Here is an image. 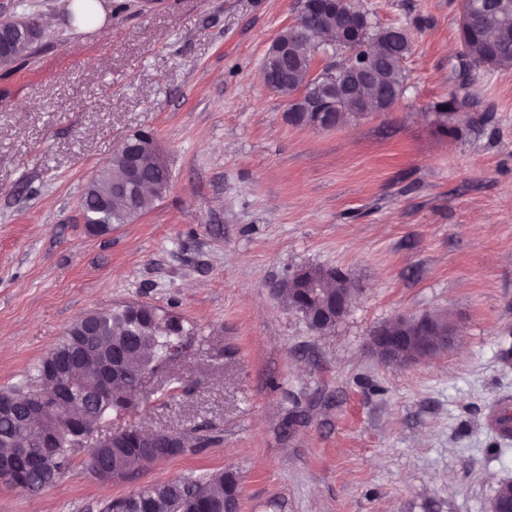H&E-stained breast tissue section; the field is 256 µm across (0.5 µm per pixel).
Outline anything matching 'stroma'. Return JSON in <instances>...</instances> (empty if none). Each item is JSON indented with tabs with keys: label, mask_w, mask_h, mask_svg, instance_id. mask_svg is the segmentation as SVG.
<instances>
[{
	"label": "stroma",
	"mask_w": 512,
	"mask_h": 512,
	"mask_svg": "<svg viewBox=\"0 0 512 512\" xmlns=\"http://www.w3.org/2000/svg\"><path fill=\"white\" fill-rule=\"evenodd\" d=\"M99 2L102 33L72 0H0L43 25L35 54L0 67V388L90 311L171 308L199 333L125 421L211 442L118 483L80 453L39 494L0 481V512H102L225 469L239 512H490L512 482V436L485 426L512 401V74L461 57V0H359L408 28L406 82L390 110L328 130L294 125L261 80L301 0ZM138 131L170 188L91 234L82 195ZM307 267L356 290L326 332L279 290ZM420 314L453 320L459 346L382 363L375 331Z\"/></svg>",
	"instance_id": "35a3bbf8"
}]
</instances>
